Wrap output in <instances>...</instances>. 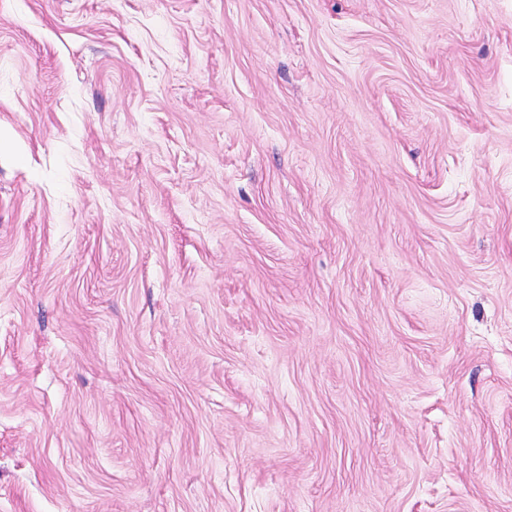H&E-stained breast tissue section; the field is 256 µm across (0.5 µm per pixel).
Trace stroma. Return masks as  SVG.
Listing matches in <instances>:
<instances>
[{"label":"stroma","mask_w":512,"mask_h":512,"mask_svg":"<svg viewBox=\"0 0 512 512\" xmlns=\"http://www.w3.org/2000/svg\"><path fill=\"white\" fill-rule=\"evenodd\" d=\"M0 512H512V0H0Z\"/></svg>","instance_id":"35a3bbf8"}]
</instances>
